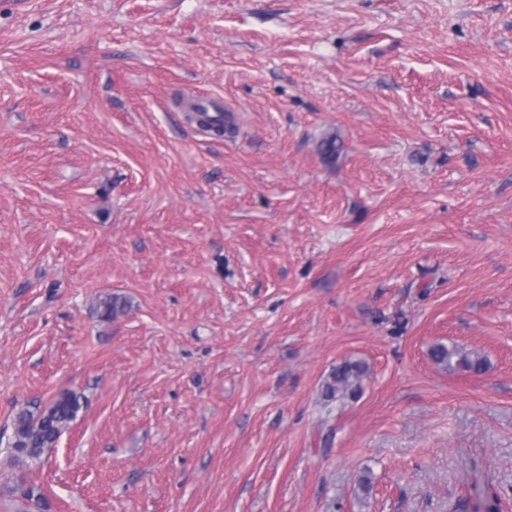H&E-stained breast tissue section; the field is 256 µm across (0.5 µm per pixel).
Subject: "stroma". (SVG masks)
Returning <instances> with one entry per match:
<instances>
[{
	"label": "stroma",
	"mask_w": 512,
	"mask_h": 512,
	"mask_svg": "<svg viewBox=\"0 0 512 512\" xmlns=\"http://www.w3.org/2000/svg\"><path fill=\"white\" fill-rule=\"evenodd\" d=\"M461 499L512 512V0H0V512ZM432 360L448 368V370L464 369L475 373L482 372L485 361L478 354L466 352L458 346H447L445 344H436L430 349ZM366 366L359 362H344L331 373L325 386L324 399L329 403L336 401L354 400L360 392ZM81 399V395L66 391L43 410L21 409L15 416L10 442L14 460L28 465L30 461L39 459L76 419Z\"/></svg>",
	"instance_id": "stroma-1"
}]
</instances>
